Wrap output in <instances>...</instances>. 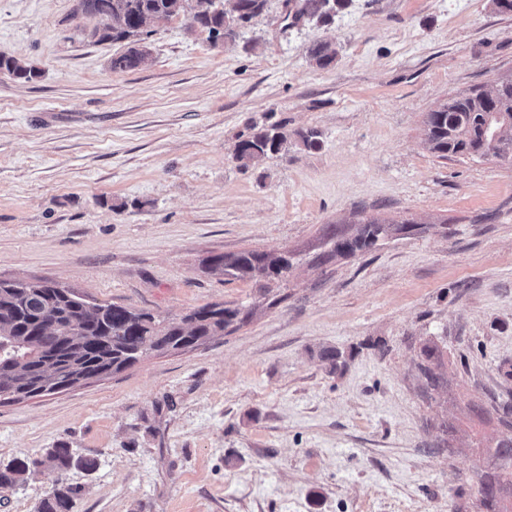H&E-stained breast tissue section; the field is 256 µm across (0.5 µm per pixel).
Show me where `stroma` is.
<instances>
[{
  "instance_id": "obj_1",
  "label": "stroma",
  "mask_w": 512,
  "mask_h": 512,
  "mask_svg": "<svg viewBox=\"0 0 512 512\" xmlns=\"http://www.w3.org/2000/svg\"><path fill=\"white\" fill-rule=\"evenodd\" d=\"M77 0H0V280H48L167 317H253L61 393L0 402V464L59 444L95 472L0 488L34 512L56 481L74 512H474L512 404V165L437 158L424 117L512 73L494 0H350L323 25L268 0L235 41L187 18L115 72ZM322 43L336 61L317 67ZM286 151L236 159L260 125ZM318 132V148L294 139ZM418 223L319 263L335 232ZM290 253L266 289L206 257ZM342 355L338 370L323 350ZM446 386L423 394V349ZM0 73L23 82H31L40 76L36 67L6 55H0Z\"/></svg>"
}]
</instances>
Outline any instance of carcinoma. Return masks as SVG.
Masks as SVG:
<instances>
[{"label": "carcinoma", "mask_w": 512, "mask_h": 512, "mask_svg": "<svg viewBox=\"0 0 512 512\" xmlns=\"http://www.w3.org/2000/svg\"><path fill=\"white\" fill-rule=\"evenodd\" d=\"M268 0H236L231 11L218 8L216 0H79L78 9L98 19L94 36L98 42H125L126 52L110 61L114 72L138 67L145 54L136 44L143 41V27L186 16L208 39L234 38L237 30L261 15ZM293 19L303 17L328 22L349 0H293ZM316 66L325 68L336 59L327 46L310 49ZM0 73L31 82L40 71L15 57L0 55ZM427 144L440 159H483L486 156L512 164V83L491 85V96H453L425 115ZM288 136L280 126L258 130L237 146V159L256 164L287 147ZM417 224H399L391 229L375 221L358 225L352 235L336 233V254L353 255L371 248L389 232L409 233ZM291 258H270V253L243 250L210 256L208 269L216 275L250 281L263 288L287 276ZM252 316L246 306L206 304L180 318L155 315L114 303H91L70 288L31 281L26 287L0 288V398L19 400L58 393L55 382L72 376L96 377L112 366H131L151 356L192 350L217 336L233 323ZM419 364L424 392L445 384L432 367L433 351L424 352ZM49 465L60 473L73 466L86 472L97 469L91 456L75 457L60 444L41 456L16 457L0 465V488L27 480ZM512 489V438L497 443L491 455L490 472L477 489L481 508L502 512L501 492ZM78 490L63 481L39 502L37 512H73Z\"/></svg>", "instance_id": "cac0c4a2"}]
</instances>
